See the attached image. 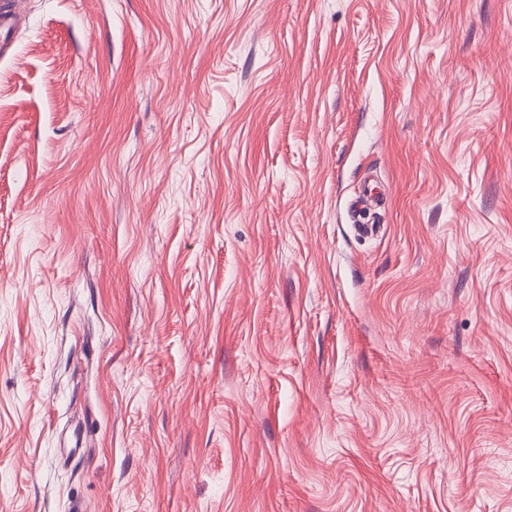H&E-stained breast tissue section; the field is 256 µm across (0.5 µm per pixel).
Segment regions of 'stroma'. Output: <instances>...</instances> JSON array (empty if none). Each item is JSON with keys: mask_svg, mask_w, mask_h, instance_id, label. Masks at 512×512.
I'll list each match as a JSON object with an SVG mask.
<instances>
[{"mask_svg": "<svg viewBox=\"0 0 512 512\" xmlns=\"http://www.w3.org/2000/svg\"><path fill=\"white\" fill-rule=\"evenodd\" d=\"M20 4L0 512H512V0ZM379 197L372 190L365 191L358 196L351 204V212L357 229L361 233H368L373 230L374 224H368L366 215L370 214L371 208L379 204Z\"/></svg>", "mask_w": 512, "mask_h": 512, "instance_id": "35a3bbf8", "label": "stroma"}]
</instances>
